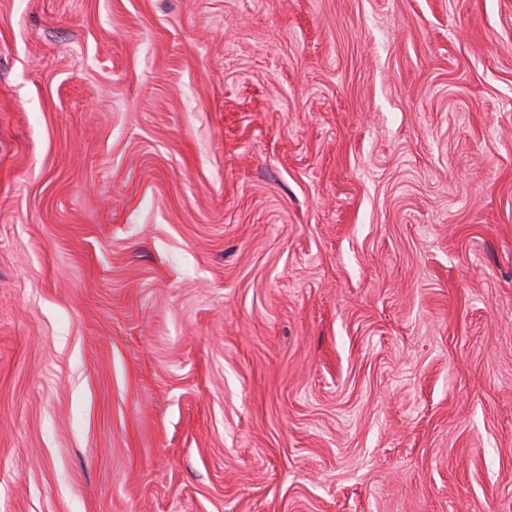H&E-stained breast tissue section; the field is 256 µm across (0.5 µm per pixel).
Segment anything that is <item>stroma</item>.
Masks as SVG:
<instances>
[{
  "instance_id": "1",
  "label": "stroma",
  "mask_w": 512,
  "mask_h": 512,
  "mask_svg": "<svg viewBox=\"0 0 512 512\" xmlns=\"http://www.w3.org/2000/svg\"><path fill=\"white\" fill-rule=\"evenodd\" d=\"M0 512H512V0H0Z\"/></svg>"
}]
</instances>
